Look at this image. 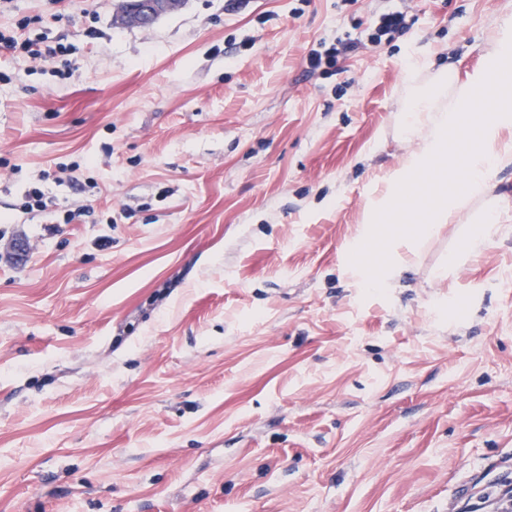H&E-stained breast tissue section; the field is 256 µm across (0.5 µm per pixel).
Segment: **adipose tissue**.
<instances>
[{
	"mask_svg": "<svg viewBox=\"0 0 512 512\" xmlns=\"http://www.w3.org/2000/svg\"><path fill=\"white\" fill-rule=\"evenodd\" d=\"M483 53V65L463 78L446 66L424 80L421 66H410L397 131L414 147L379 177L345 248L346 268L361 287H389L394 264L372 263L368 250L394 225H409V239L420 246L483 198L499 169L512 166V14L496 21ZM452 167L466 178L456 192L447 187ZM427 185L435 189L428 198Z\"/></svg>",
	"mask_w": 512,
	"mask_h": 512,
	"instance_id": "obj_1",
	"label": "adipose tissue"
}]
</instances>
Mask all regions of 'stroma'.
<instances>
[{
	"label": "stroma",
	"mask_w": 512,
	"mask_h": 512,
	"mask_svg": "<svg viewBox=\"0 0 512 512\" xmlns=\"http://www.w3.org/2000/svg\"><path fill=\"white\" fill-rule=\"evenodd\" d=\"M117 10H0L74 47L65 80L0 51V512H512V231L466 247L512 168L417 257L374 246L389 288L344 270L408 63L477 68L512 0ZM185 0H123L118 12L121 23L130 27H150L162 16L179 9ZM405 11H388L379 14L376 20L374 33L370 35V41L375 44L384 40L393 39L396 35L405 33L410 28V21ZM363 43L360 41H337L336 44L330 45L324 51L313 49L307 56L308 69L316 71L323 66L324 69L333 70L336 68L339 58H345L348 55L357 52L363 48Z\"/></svg>",
	"instance_id": "35a3bbf8"
}]
</instances>
